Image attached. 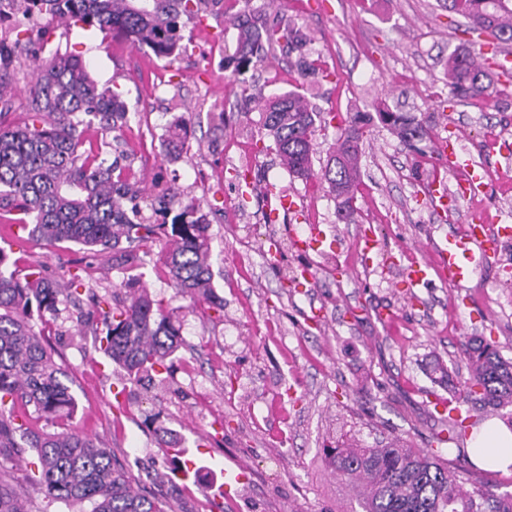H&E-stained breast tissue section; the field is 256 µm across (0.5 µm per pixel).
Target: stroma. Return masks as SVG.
<instances>
[{
	"label": "stroma",
	"instance_id": "obj_1",
	"mask_svg": "<svg viewBox=\"0 0 512 512\" xmlns=\"http://www.w3.org/2000/svg\"><path fill=\"white\" fill-rule=\"evenodd\" d=\"M278 7L313 38L314 53L333 60L335 76L321 82L316 104L334 118L319 133L314 170L326 166L348 112L370 109L379 98L463 146L484 184L456 209L432 208L423 190L431 155L413 154L377 126L363 145L359 211L354 221L339 219L326 183L291 176L272 140L209 125L206 113L218 99L227 112L258 117L236 97L223 55H213L210 69L201 66L216 43L232 39L223 18L194 27L189 53L171 65L95 29L56 30L53 46L81 57L100 86L122 93L128 121L118 139L120 164L135 176L176 183L202 200L212 220L223 321L208 322L175 297L154 269L161 244L146 256L144 282L187 343L173 361V388L136 389L116 400L119 376L92 339L68 336V320L46 329L50 341H61L74 379L77 408L68 427L114 448L143 475L148 492L151 474L171 470L166 443L186 449L196 465L182 499L191 512H211L213 489L224 481L221 465L230 461L245 468L248 481L229 512H356L361 487L336 476L326 445L381 448L398 438L429 447L448 427L429 400L451 397L467 378V340L481 338L512 361V240L469 278L434 281L415 298L397 287L395 270L427 257L476 214L512 225V84L497 108L451 101L445 62L469 36L448 0H279ZM174 97L186 105L194 136L190 150L170 162L161 137L174 118ZM243 170L252 185L246 196L234 179ZM268 182L294 203L272 224L261 193ZM308 224L320 225L335 250L297 252L292 236ZM368 225L378 249L365 261L356 242ZM74 259L94 289L124 278L75 249L50 265L56 271ZM305 266L317 276L315 287L288 286ZM382 307L393 312L389 323L376 317ZM155 424L165 435L152 432ZM445 456L464 489L512 493V469L475 466L453 448Z\"/></svg>",
	"mask_w": 512,
	"mask_h": 512
}]
</instances>
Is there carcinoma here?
I'll list each match as a JSON object with an SVG mask.
<instances>
[{
    "mask_svg": "<svg viewBox=\"0 0 512 512\" xmlns=\"http://www.w3.org/2000/svg\"><path fill=\"white\" fill-rule=\"evenodd\" d=\"M40 26V53L28 85L23 124L0 126V212L13 216L27 240L52 257L64 244L92 256L112 255V265L129 274L107 298L88 310L76 309L74 335L94 337L95 347L124 372V383L146 391L170 385L167 360L182 345L180 327L146 287L129 289L146 276L142 244L164 242L161 265L176 294L208 303V320L224 316V300L213 290L210 269V220L202 205L172 183H131L121 165L101 155L112 143L83 149L86 133L120 130L128 120L117 90L99 87L85 63L59 50H47L52 30L40 25L48 16L57 26L80 23L89 29L129 39L169 64L186 51L184 30L224 8V20L238 30L224 44V64L251 92L259 126L272 139L288 173L305 180L315 175L328 184L339 215L356 213L363 139L379 123L418 153L429 129L416 116L389 108L377 99L371 112H353L343 140L336 143L321 172L312 168L318 123L323 113L311 104L308 79L332 73L311 59V38L292 20L250 9L251 0H0ZM468 19L480 46L497 49L512 43V0H448ZM297 55V84L264 95L251 89L245 75L278 53ZM479 53L461 45L448 55V88L460 101H499V74L478 61ZM15 58L0 42V102L11 94L9 67ZM189 135L174 119L162 140L165 158L178 159ZM86 283L81 268L55 276L38 261L29 272L0 248V512H50L61 503L76 512H175L162 486L145 493L129 467L93 435L54 426L76 410L71 381L57 361L58 350L44 338V325L79 301ZM469 377L457 402L479 400L499 409L512 405V361L488 343L467 344ZM29 452L34 469L20 475L15 456ZM336 476L366 488L362 512H512V494L483 487L471 491L458 483L443 448L429 450L394 444L389 448H333L326 455Z\"/></svg>",
    "mask_w": 512,
    "mask_h": 512,
    "instance_id": "1",
    "label": "carcinoma"
}]
</instances>
